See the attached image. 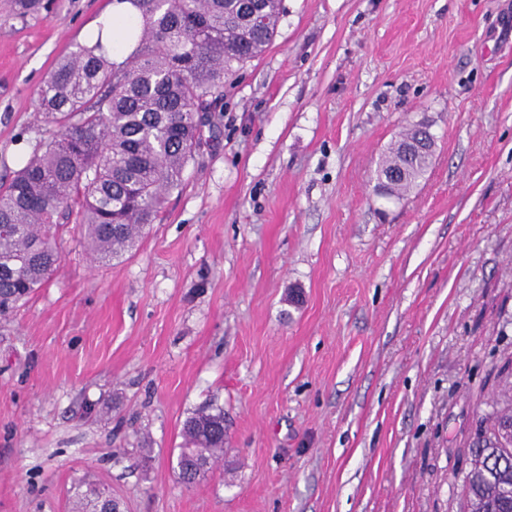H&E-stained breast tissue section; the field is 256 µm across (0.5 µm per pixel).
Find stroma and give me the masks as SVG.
<instances>
[{"instance_id":"35a3bbf8","label":"stroma","mask_w":512,"mask_h":512,"mask_svg":"<svg viewBox=\"0 0 512 512\" xmlns=\"http://www.w3.org/2000/svg\"><path fill=\"white\" fill-rule=\"evenodd\" d=\"M107 0H0V184L37 92ZM137 247L62 262L0 317V512H461L465 450L512 409V0H281ZM431 168L388 200L412 123ZM224 456L178 477L187 417ZM428 129V150L407 152L404 146L413 140L415 132L413 128H407L385 153L377 170L379 182H385L382 195L400 199L411 192L427 173L431 166L432 157L435 154L436 140L427 125L420 124ZM400 173L397 175V172ZM392 176L388 177L390 173Z\"/></svg>"}]
</instances>
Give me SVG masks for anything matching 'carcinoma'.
<instances>
[{
  "mask_svg": "<svg viewBox=\"0 0 512 512\" xmlns=\"http://www.w3.org/2000/svg\"><path fill=\"white\" fill-rule=\"evenodd\" d=\"M117 2L132 7L113 20L131 51L117 62L97 42L57 62L37 98L39 116L55 130L0 185V315L57 269L64 225H83L95 262L136 244L165 197L182 186L224 77L265 50L280 14V0ZM414 137L406 129L385 153L377 170L382 195L403 197L430 168L434 135L428 150L405 151ZM511 421L498 416L489 436L469 449L466 512H512ZM182 435L179 478L192 484L224 452V412L194 413ZM99 495L98 485L85 483L75 506L96 512Z\"/></svg>",
  "mask_w": 512,
  "mask_h": 512,
  "instance_id": "cac0c4a2",
  "label": "carcinoma"
}]
</instances>
